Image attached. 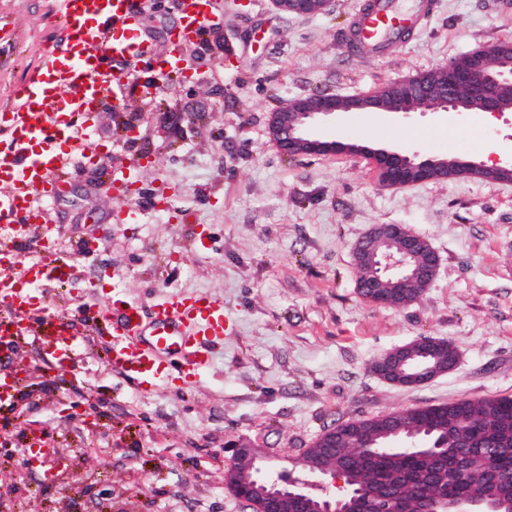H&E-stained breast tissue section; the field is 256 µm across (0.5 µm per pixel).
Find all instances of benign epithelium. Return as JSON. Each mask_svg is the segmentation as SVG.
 Masks as SVG:
<instances>
[{
    "instance_id": "obj_1",
    "label": "benign epithelium",
    "mask_w": 512,
    "mask_h": 512,
    "mask_svg": "<svg viewBox=\"0 0 512 512\" xmlns=\"http://www.w3.org/2000/svg\"><path fill=\"white\" fill-rule=\"evenodd\" d=\"M333 0H272L281 13L293 16H317L330 11ZM422 102L419 109L415 103ZM421 110L439 112H512V42L500 41L489 47L479 48L466 54L465 59H455L438 65L417 76L389 82L380 90L367 95L340 96L316 93L289 100L269 119L271 141L286 156H334L336 154H360L367 157L378 180L392 186L473 177L489 183H501L512 178V156L503 162L487 167L470 159L450 170L436 157H422L416 152L401 148H370L356 142L328 139L315 131L322 120L344 113H387L404 116ZM397 238L403 242L399 253L382 251L380 242L385 238ZM429 254L426 264L411 267L409 258L419 250ZM371 255L377 271L396 270L392 283L396 288H407L418 278H436L439 260L436 252L423 237L402 224H376L355 245L354 255ZM411 344L392 351L391 363L375 366L384 380L402 386H417L434 378L437 373L453 369L456 360H448V367L437 371L432 367L418 370L407 366ZM396 433L404 445L422 447L424 443L413 435L403 434V429L393 418L373 421V431L367 432L356 426L348 429L346 436L363 439L365 447L378 445V437ZM307 478L298 480L283 472H273L264 464V458L255 449L241 446L237 449L230 471L238 475L233 485L234 495L248 503L254 512H360L362 496L336 499L318 496L311 492L312 485L322 476L333 475L346 482L347 472L325 464H310ZM448 512H512V483L493 481L477 502L464 498H452L444 505Z\"/></svg>"
}]
</instances>
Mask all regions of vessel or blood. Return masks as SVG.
<instances>
[{
	"label": "vessel or blood",
	"instance_id": "b4317fda",
	"mask_svg": "<svg viewBox=\"0 0 512 512\" xmlns=\"http://www.w3.org/2000/svg\"><path fill=\"white\" fill-rule=\"evenodd\" d=\"M437 7V0H414L407 9L398 0H362L349 41L365 55L395 52L405 32L416 30ZM54 15L56 45L0 110L1 407L21 398L20 370L10 365L21 341L46 323L54 367L61 370L76 360L82 327L107 321L109 364L140 389L205 367L211 345L227 332L223 301L203 293L173 294L146 316L117 292L111 313L79 307L73 317L49 323L45 290L61 282L65 271L45 235L48 220L41 202L66 193L65 168L84 152L83 133L96 119L94 104L122 89L121 65L140 66L148 90L156 88L159 76L186 71L184 46L224 23L217 0H174L175 24L161 52L144 35L134 0H54ZM33 241L39 257L21 261V246Z\"/></svg>",
	"mask_w": 512,
	"mask_h": 512
}]
</instances>
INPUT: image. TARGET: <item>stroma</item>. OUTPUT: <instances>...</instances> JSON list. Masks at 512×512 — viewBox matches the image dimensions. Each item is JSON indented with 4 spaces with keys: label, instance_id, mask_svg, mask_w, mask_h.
<instances>
[{
    "label": "stroma",
    "instance_id": "obj_1",
    "mask_svg": "<svg viewBox=\"0 0 512 512\" xmlns=\"http://www.w3.org/2000/svg\"><path fill=\"white\" fill-rule=\"evenodd\" d=\"M52 2L0 0V109L57 35ZM223 2V27L188 45L198 61L186 72L150 94L130 72L124 105L105 101L87 157L73 160L69 192L43 206L70 272L47 290L51 317L109 310L116 290L147 311L166 295L203 292L223 299L231 329L195 384L153 391L113 373L96 333L64 372L51 370L40 343L26 344L24 360L40 372L17 409L0 408V426L41 428L60 476L49 484L15 437L0 446V512H247L224 485L239 444L280 471L342 422L512 397V266L498 259L512 245V183L384 188L363 157H289L268 135L287 100L368 94L512 40V0H441L383 56L346 48L357 0H334L315 17L279 14L271 0ZM153 112L169 122H151ZM448 122L512 148V112L486 125L475 112L340 114L318 131L456 157ZM134 161L141 219L117 224L129 198L105 187ZM376 224L405 225L439 256L432 286L408 306H377L357 291L353 249ZM79 240L92 257L74 251ZM423 336L452 343L453 370L418 386L373 372Z\"/></svg>",
    "mask_w": 512,
    "mask_h": 512
}]
</instances>
